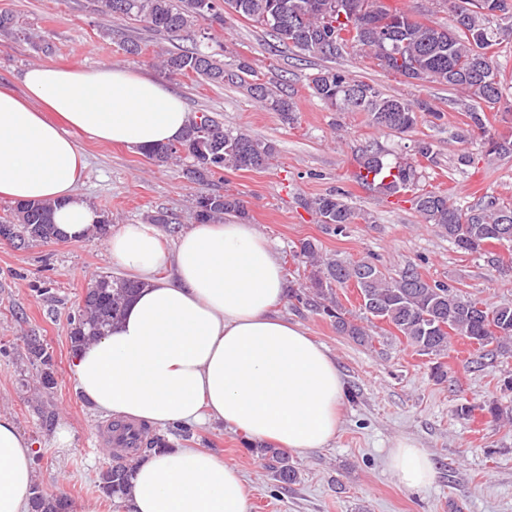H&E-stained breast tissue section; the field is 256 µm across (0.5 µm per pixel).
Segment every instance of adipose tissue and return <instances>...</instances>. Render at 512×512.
<instances>
[{"label":"adipose tissue","mask_w":512,"mask_h":512,"mask_svg":"<svg viewBox=\"0 0 512 512\" xmlns=\"http://www.w3.org/2000/svg\"><path fill=\"white\" fill-rule=\"evenodd\" d=\"M22 91L0 85V199L56 203L67 239L84 240L99 215L78 184L83 133L145 150L178 141L189 114L179 96L128 69L40 63ZM113 262L144 288L105 336L74 357L77 391L104 415L165 428L217 421L295 455L337 435L345 392L327 349L275 311L286 279L270 241L244 220L197 223L163 250L148 224L106 240ZM388 467L419 490L434 481L431 456L396 440ZM33 454L0 415V512H29ZM123 512H249L244 482L220 457L191 447L136 469Z\"/></svg>","instance_id":"1"}]
</instances>
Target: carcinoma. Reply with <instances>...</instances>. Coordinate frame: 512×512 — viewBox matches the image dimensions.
Returning a JSON list of instances; mask_svg holds the SVG:
<instances>
[{"mask_svg": "<svg viewBox=\"0 0 512 512\" xmlns=\"http://www.w3.org/2000/svg\"><path fill=\"white\" fill-rule=\"evenodd\" d=\"M99 15L129 18L143 22L157 32L176 40L194 36L200 23L224 26L225 19L215 0H91ZM449 10L448 24L425 23L412 14L385 7L382 0H224V5L251 20L277 40L286 50L295 49L304 55L333 61L345 50L358 47L387 73H394L418 82L439 83L458 92L463 112L469 119L466 126L480 138L488 157L512 155V140L496 135L489 125L484 109H493L503 98V80L495 60L494 47L512 37V0H479L483 6L469 9L455 0H442ZM351 5L344 12L346 21H339L336 5ZM160 68L168 75L193 74L212 83L239 84L246 87L264 107L277 112L288 124L296 121V105L279 89L275 76H266L253 63L240 57L230 64L198 47L168 51L160 55ZM309 87L321 102L338 112H364L378 129L398 133L411 130L418 114L430 111L424 101H411L386 95L373 85L359 81L344 70L324 67L311 75ZM212 131L221 147L198 148L193 144L184 154L166 145L144 151L160 166L188 160V173L199 181L207 176L195 167L210 162V177L226 171L260 170L274 158V146L249 134L224 127L208 117ZM354 178L362 186L384 195L414 190L419 176L417 164L409 160L389 161L380 150L366 146L360 150L358 172ZM412 203L424 221L440 227L448 241L465 253L486 257L496 271H512V257L505 260L486 246L500 242L497 229L512 225V206L491 200L482 208L463 209L448 196L433 190L415 193ZM322 224L332 225L341 235L355 220L364 218L338 192H329L305 201ZM55 205L48 201L14 203L0 217V223L14 226L17 243L25 246L34 241L48 242L56 236ZM195 220L202 223L221 221L231 215L248 219L246 203L234 194L210 193L195 199ZM293 257L310 267L307 287L288 283V299L329 320L336 331L360 342L370 339L364 326L346 318V312L334 299L335 289L349 283L360 290V309L371 321L385 318L419 352L426 355L446 354L450 341L431 330V323H448L454 335L463 336L479 348L487 350L483 357L512 355V305L481 307L479 302L442 282L426 281L417 268L408 266L396 273L382 271L368 260L344 259L337 255H321L319 244L304 239ZM97 292L84 307L69 316L71 350L104 334L118 320L125 305L140 289L131 279L101 276L94 281ZM28 354L40 361L41 387L54 389L52 358L37 341L28 344ZM494 421L512 420V408L495 401L481 406ZM141 432L134 435L129 460L118 461L102 471L98 490L107 498L123 497L131 490L130 477L134 461L168 447L164 436L139 424ZM276 478L282 484L297 479L288 457L269 449ZM67 500L49 499L39 488H33L31 512H65Z\"/></svg>", "mask_w": 512, "mask_h": 512, "instance_id": "1", "label": "carcinoma"}]
</instances>
